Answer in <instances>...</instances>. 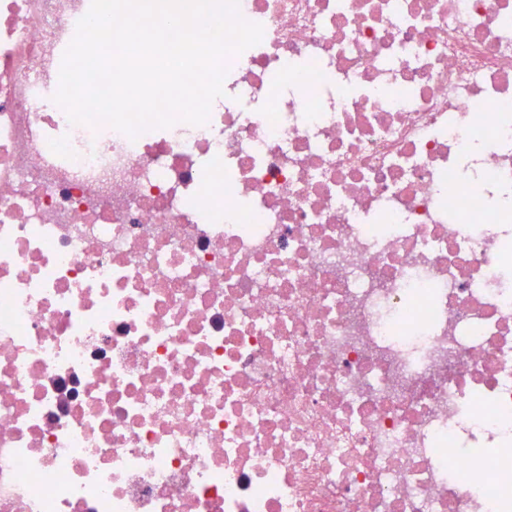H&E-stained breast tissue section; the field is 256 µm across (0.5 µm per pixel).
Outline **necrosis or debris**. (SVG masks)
Wrapping results in <instances>:
<instances>
[{
	"label": "necrosis or debris",
	"instance_id": "1",
	"mask_svg": "<svg viewBox=\"0 0 512 512\" xmlns=\"http://www.w3.org/2000/svg\"><path fill=\"white\" fill-rule=\"evenodd\" d=\"M90 4L0 0V512H512V0H239L134 139Z\"/></svg>",
	"mask_w": 512,
	"mask_h": 512
}]
</instances>
